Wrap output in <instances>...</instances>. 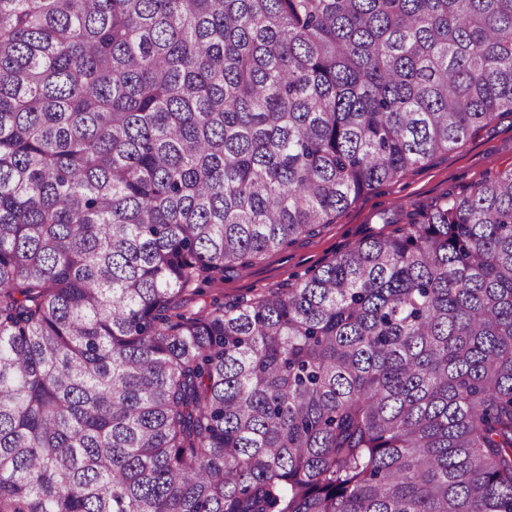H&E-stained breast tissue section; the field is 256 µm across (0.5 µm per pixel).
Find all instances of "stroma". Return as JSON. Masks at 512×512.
<instances>
[{"mask_svg":"<svg viewBox=\"0 0 512 512\" xmlns=\"http://www.w3.org/2000/svg\"><path fill=\"white\" fill-rule=\"evenodd\" d=\"M512 166V113L498 114L472 139L448 154L422 163L401 179L374 187L316 235L298 236L251 265L228 268L219 286L225 299L265 292L298 282L358 242L388 234L382 215L415 212L449 193L479 183L488 172Z\"/></svg>","mask_w":512,"mask_h":512,"instance_id":"stroma-1","label":"stroma"}]
</instances>
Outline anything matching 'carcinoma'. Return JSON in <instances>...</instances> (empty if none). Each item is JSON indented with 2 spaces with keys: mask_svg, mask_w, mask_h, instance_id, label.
Wrapping results in <instances>:
<instances>
[{
  "mask_svg": "<svg viewBox=\"0 0 512 512\" xmlns=\"http://www.w3.org/2000/svg\"><path fill=\"white\" fill-rule=\"evenodd\" d=\"M498 112L512 0H0V512H512V167L198 301Z\"/></svg>",
  "mask_w": 512,
  "mask_h": 512,
  "instance_id": "obj_1",
  "label": "carcinoma"
}]
</instances>
